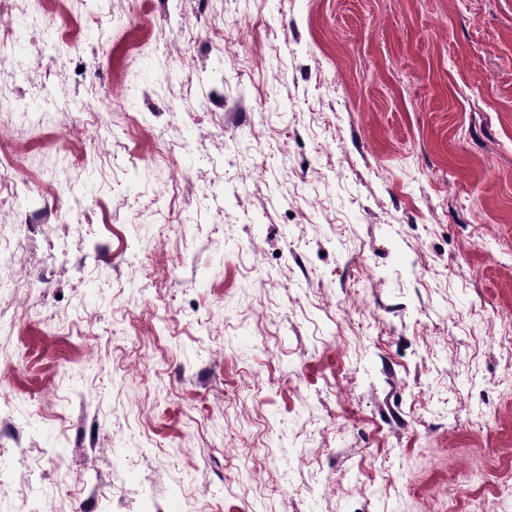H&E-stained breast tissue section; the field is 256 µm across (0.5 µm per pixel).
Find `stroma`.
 <instances>
[{"mask_svg": "<svg viewBox=\"0 0 512 512\" xmlns=\"http://www.w3.org/2000/svg\"><path fill=\"white\" fill-rule=\"evenodd\" d=\"M0 19V512H512V0Z\"/></svg>", "mask_w": 512, "mask_h": 512, "instance_id": "1", "label": "stroma"}]
</instances>
